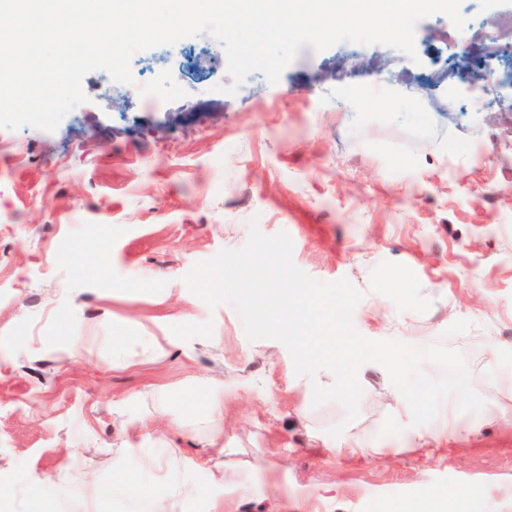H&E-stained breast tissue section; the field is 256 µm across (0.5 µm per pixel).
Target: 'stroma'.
I'll list each match as a JSON object with an SVG mask.
<instances>
[{
  "label": "stroma",
  "instance_id": "stroma-1",
  "mask_svg": "<svg viewBox=\"0 0 512 512\" xmlns=\"http://www.w3.org/2000/svg\"><path fill=\"white\" fill-rule=\"evenodd\" d=\"M461 12V31L418 23L416 59L305 46L277 83L256 72L233 95L222 46L185 38L136 52L110 96L87 74L88 103L55 131L0 129V489L52 487L19 512H126L112 450L147 447L130 422L160 404L184 420L172 469L224 512H451L460 495L462 512H512V387L488 353L512 344V57L482 52L512 0ZM190 49L212 85L172 92ZM250 261L261 287L343 297L356 343L410 337L436 398L474 389L459 440L410 446L378 370L353 395L300 384L292 340L210 280ZM116 331L136 339L120 354ZM207 419L213 427L216 435H221L223 432V408H224V384L223 382H215V386L208 397L207 404Z\"/></svg>",
  "mask_w": 512,
  "mask_h": 512
}]
</instances>
